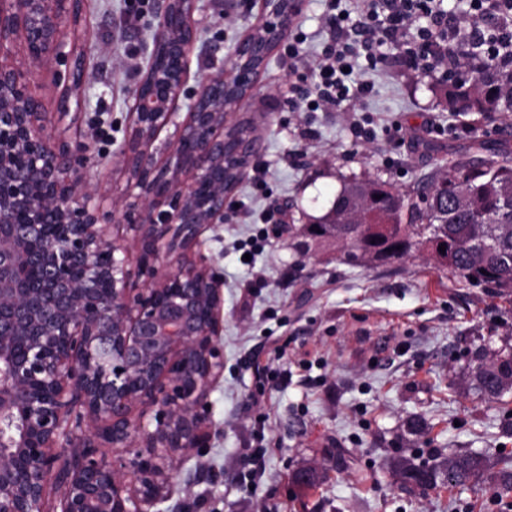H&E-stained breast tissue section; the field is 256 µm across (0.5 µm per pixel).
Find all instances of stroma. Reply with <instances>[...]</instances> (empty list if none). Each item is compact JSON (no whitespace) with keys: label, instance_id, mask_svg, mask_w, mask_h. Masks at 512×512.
<instances>
[{"label":"stroma","instance_id":"1","mask_svg":"<svg viewBox=\"0 0 512 512\" xmlns=\"http://www.w3.org/2000/svg\"><path fill=\"white\" fill-rule=\"evenodd\" d=\"M161 0L133 10L128 0H84L86 74L67 115L58 103L62 63L25 72L57 137L87 142L84 190L114 214L107 232L126 234L128 174L121 148L130 126L131 94L141 81ZM328 0H301L293 26L307 40L299 60L275 48L252 91L228 116L248 125L266 164V185L252 169L230 195L234 209L207 225L190 258L223 283L224 326L216 344L224 370L201 399L207 439L160 479L161 512H498L479 486L423 491L393 474L395 456L432 446L450 456L480 451L501 470L507 419L500 403L468 387L472 354L512 346V301L438 267L426 253L383 265L337 261L335 246L299 256L289 225L323 214L352 177H373L406 191L469 158L474 140L512 150V115L450 111L435 88L439 71L398 60L373 68L355 61L352 79L369 94L341 107L293 109L296 68L314 69L332 34ZM263 20L261 0H195L196 41L179 101L187 114L200 85L231 72L235 49ZM370 133L353 135L352 122ZM254 262H243L244 252ZM285 347L276 358V347ZM275 379L259 378L255 363ZM422 430L410 431L411 421ZM266 449L256 485L242 478L243 459ZM321 484L304 488L299 470Z\"/></svg>","mask_w":512,"mask_h":512}]
</instances>
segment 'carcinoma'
I'll return each mask as SVG.
<instances>
[{"mask_svg":"<svg viewBox=\"0 0 512 512\" xmlns=\"http://www.w3.org/2000/svg\"><path fill=\"white\" fill-rule=\"evenodd\" d=\"M488 38L478 49L466 44L457 58L448 61V71L439 83L448 109L486 115L512 112V44L500 37V26L512 27V0H504L500 18L484 19ZM467 161H448L441 176L420 181L408 193L370 177H353L344 182L329 210L341 218L349 210L365 207L372 200L380 212L378 223L363 224L351 234L347 227L331 229L325 224L301 227L305 247L322 246L336 240L344 250L339 260L350 265L365 261L387 263L429 249L437 221L446 215L448 244L445 253L435 250L436 263L475 285H491L498 295L512 298V152L499 150L486 157L480 140L471 145ZM248 160L224 157L226 187L239 183ZM477 395L502 400L512 391V347L481 348L470 370ZM397 471L404 483L422 490L445 485L487 483L485 489L498 502L512 493V471L501 470L487 478L486 460L477 452L442 457L438 448L427 456L403 458Z\"/></svg>","mask_w":512,"mask_h":512,"instance_id":"carcinoma-1","label":"carcinoma"}]
</instances>
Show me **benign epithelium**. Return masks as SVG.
<instances>
[{
    "instance_id": "7a95c632",
    "label": "benign epithelium",
    "mask_w": 512,
    "mask_h": 512,
    "mask_svg": "<svg viewBox=\"0 0 512 512\" xmlns=\"http://www.w3.org/2000/svg\"><path fill=\"white\" fill-rule=\"evenodd\" d=\"M279 14L262 0L266 46L276 47L300 10ZM83 0H0V512H152L158 477L203 445L206 387L224 368L214 341L223 310L221 282L186 259L201 230L224 219V99L234 83L250 91L255 73L236 60L229 78L203 82L186 118L177 102L195 41L193 0H164L147 71L133 93L124 147L138 207L125 212L137 252L106 238L109 213L80 191L85 156L47 131L40 102L10 60L24 39L25 65L70 59L69 110L83 71L78 52ZM71 40L65 41V35ZM175 128L159 161L151 151ZM175 268L162 273L160 255ZM158 407L153 419L135 415ZM93 423L85 434L70 417ZM142 445L129 466L97 458L92 442ZM84 443L69 457L63 449ZM61 491L60 510L47 489Z\"/></svg>"
}]
</instances>
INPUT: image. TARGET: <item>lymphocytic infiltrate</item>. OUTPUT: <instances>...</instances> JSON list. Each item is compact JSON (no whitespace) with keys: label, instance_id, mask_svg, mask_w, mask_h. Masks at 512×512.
<instances>
[{"label":"lymphocytic infiltrate","instance_id":"1","mask_svg":"<svg viewBox=\"0 0 512 512\" xmlns=\"http://www.w3.org/2000/svg\"><path fill=\"white\" fill-rule=\"evenodd\" d=\"M359 18L349 21L346 13L332 19L336 38L317 66V104L340 106L367 95L365 84H349L351 59L365 54L370 64L385 62V46L401 47V59L410 67L429 70L441 65L457 40L472 42L478 26L461 29L449 25L435 0H359Z\"/></svg>","mask_w":512,"mask_h":512}]
</instances>
